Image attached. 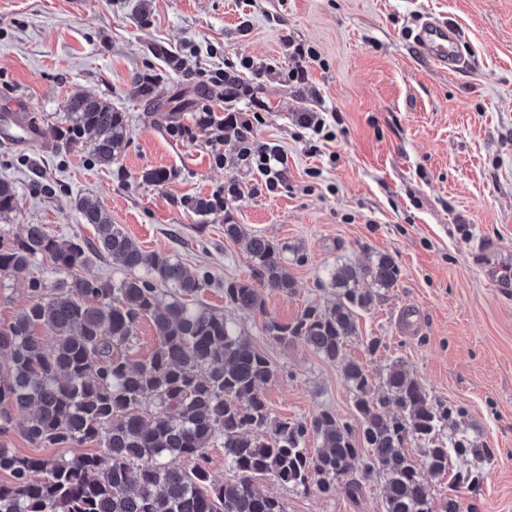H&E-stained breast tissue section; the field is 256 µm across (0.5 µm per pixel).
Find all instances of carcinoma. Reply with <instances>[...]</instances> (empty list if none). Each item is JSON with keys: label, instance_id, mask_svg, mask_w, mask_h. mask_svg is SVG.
Instances as JSON below:
<instances>
[{"label": "carcinoma", "instance_id": "obj_1", "mask_svg": "<svg viewBox=\"0 0 512 512\" xmlns=\"http://www.w3.org/2000/svg\"><path fill=\"white\" fill-rule=\"evenodd\" d=\"M65 125L51 136L69 145L87 143L99 165L110 166L126 139L125 115L105 99L82 92L65 102ZM15 187L0 180V217L14 211ZM94 229L91 241L66 239L42 224L0 241V275L28 281L30 304L0 323V434L16 433L38 448L95 443L100 451L69 459L20 456L0 448V512H287L258 480L331 493L364 457L365 471L384 481L385 512H434L425 475L448 474L451 457L467 464L448 484L441 512H462L460 489L479 486L491 449L449 426L454 409L429 398L402 368L386 371V393L373 394L365 365L346 359L357 335V310H368L377 292L392 288L400 268L388 254L370 263L325 268L324 288L334 299L308 306L291 323L266 315L265 290L291 294L294 279L285 247L255 235L247 244L251 275L224 282V301L266 316L264 332L282 345L301 343L321 358L342 362L360 426L323 411L311 422L272 416L262 388L277 368L233 318L205 306V279L190 274L175 256L146 251L112 223L96 202H74ZM112 261L124 277L82 278L90 255ZM51 261L54 281L30 275ZM152 322L153 352L132 360L128 352L139 324ZM52 335L46 345L34 334ZM395 406L400 414L387 411ZM320 441L310 454L309 438ZM423 443L422 466L406 453L409 440ZM224 449L235 477L215 482L208 450ZM187 466H181V463Z\"/></svg>", "mask_w": 512, "mask_h": 512}]
</instances>
